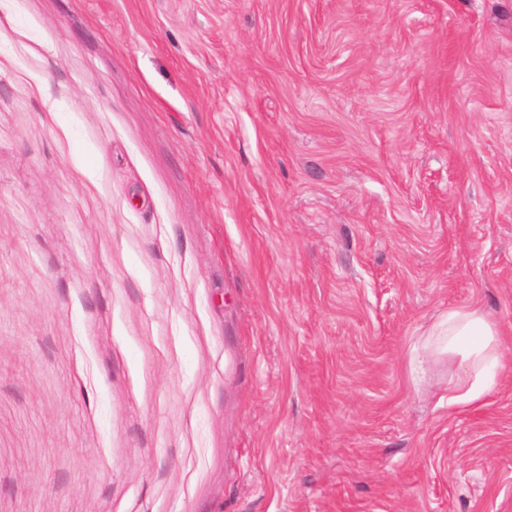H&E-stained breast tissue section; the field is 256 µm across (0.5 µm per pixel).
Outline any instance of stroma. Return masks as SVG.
<instances>
[{
  "mask_svg": "<svg viewBox=\"0 0 512 512\" xmlns=\"http://www.w3.org/2000/svg\"><path fill=\"white\" fill-rule=\"evenodd\" d=\"M0 512H512V0H0ZM499 324L480 307L462 305L448 310L411 347L407 367L418 386L428 377L431 357H448V407L484 403L504 368Z\"/></svg>",
  "mask_w": 512,
  "mask_h": 512,
  "instance_id": "1",
  "label": "stroma"
}]
</instances>
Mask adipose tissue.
<instances>
[{"mask_svg": "<svg viewBox=\"0 0 512 512\" xmlns=\"http://www.w3.org/2000/svg\"><path fill=\"white\" fill-rule=\"evenodd\" d=\"M499 324L480 307L462 305L438 317L411 347L407 367L414 384L428 377L429 360L447 358L449 407L484 403L504 368Z\"/></svg>", "mask_w": 512, "mask_h": 512, "instance_id": "1", "label": "adipose tissue"}]
</instances>
